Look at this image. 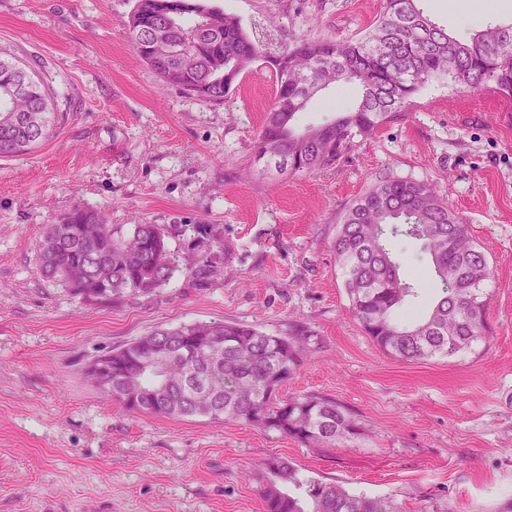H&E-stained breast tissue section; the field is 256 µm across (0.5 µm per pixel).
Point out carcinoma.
I'll use <instances>...</instances> for the list:
<instances>
[{
	"instance_id": "cac0c4a2",
	"label": "carcinoma",
	"mask_w": 512,
	"mask_h": 512,
	"mask_svg": "<svg viewBox=\"0 0 512 512\" xmlns=\"http://www.w3.org/2000/svg\"><path fill=\"white\" fill-rule=\"evenodd\" d=\"M420 0H384L376 21L356 40L303 37L267 57L275 70L274 103L258 132L254 163L281 171L310 172L329 167L358 137L368 138L409 105L429 79L443 75L463 89L492 84L512 96V23L453 36L419 8ZM136 0L127 25L137 55L162 81L198 98L222 101L241 74L263 57L241 21L206 0ZM167 39L194 55L185 73L178 56L151 58L148 40ZM359 91L349 110L321 123L299 124V114L330 84ZM28 98L29 123L18 124L19 156L49 137L54 113L44 84L17 62L0 57V129L18 103L5 88ZM159 224L112 227L97 211L76 207L60 224L46 228L39 249L42 276L72 297L110 303L137 293L152 296L179 268ZM419 247L434 272L435 290L425 316L405 323L400 309L420 294L417 281L400 276L393 243ZM202 253L188 276L205 285L224 267V244L206 231L191 241ZM351 308L365 333L390 356L420 361L452 356L483 339L486 300L482 284L490 275L486 255L469 237L467 225L436 186L413 179H378L346 210L333 240ZM308 338L276 336L239 322H198L157 329L112 350V400L130 412L161 418L207 417L242 420L274 430L305 445L329 447L359 434L353 417L335 401L316 396H279L281 386L302 365ZM190 349L184 355V349ZM151 351L162 362L160 380L144 374L139 360ZM266 469L275 481L261 489L266 512H401L388 499L353 495L342 486L303 478L286 459Z\"/></svg>"
}]
</instances>
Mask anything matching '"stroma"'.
<instances>
[{
  "mask_svg": "<svg viewBox=\"0 0 512 512\" xmlns=\"http://www.w3.org/2000/svg\"><path fill=\"white\" fill-rule=\"evenodd\" d=\"M424 11L458 36L512 22ZM135 0H0V56L51 97L50 138L0 157V512H265L273 458L402 512H512V100L430 80L399 116L312 173L258 172L275 73L257 61L219 102L164 84L135 53ZM275 54L302 37L352 40L382 0H208ZM338 83L301 112L350 109ZM436 184L486 254L482 340L451 357L384 354L354 316L332 252L336 226L377 179ZM112 225L160 224L186 252L196 227L224 243L203 288L185 270L153 296L84 303L41 277L46 225L74 207ZM233 321L309 337L282 396L328 398L358 422L331 448L241 420L132 414L87 374L96 356L159 328Z\"/></svg>",
  "mask_w": 512,
  "mask_h": 512,
  "instance_id": "1",
  "label": "stroma"
}]
</instances>
